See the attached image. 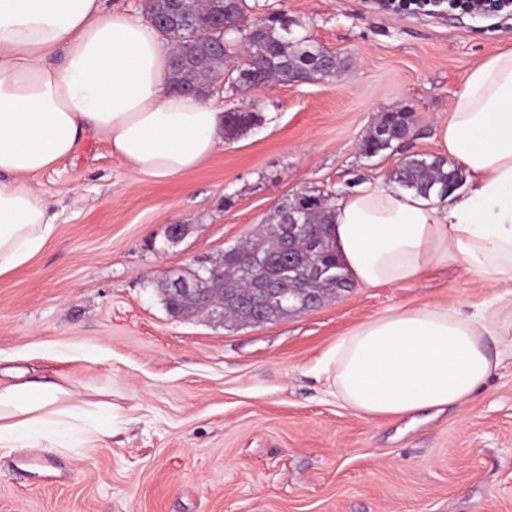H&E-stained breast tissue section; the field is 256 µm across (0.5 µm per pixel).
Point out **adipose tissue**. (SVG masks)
Wrapping results in <instances>:
<instances>
[{
  "instance_id": "ef3b65f1",
  "label": "adipose tissue",
  "mask_w": 512,
  "mask_h": 512,
  "mask_svg": "<svg viewBox=\"0 0 512 512\" xmlns=\"http://www.w3.org/2000/svg\"><path fill=\"white\" fill-rule=\"evenodd\" d=\"M169 54L151 25L103 0H0V275L56 230L25 178L88 136L153 179L183 174L223 144L221 108L169 89ZM436 138L468 189L440 206L389 182L364 184L336 201V249L362 288L453 266L511 290L471 314L397 307L340 338L329 377L368 419L462 407L499 367L498 342L512 343V322L501 318L512 313V49L469 70ZM107 410L54 380L0 383V450L93 447L111 434Z\"/></svg>"
}]
</instances>
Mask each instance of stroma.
Here are the masks:
<instances>
[{"mask_svg": "<svg viewBox=\"0 0 512 512\" xmlns=\"http://www.w3.org/2000/svg\"><path fill=\"white\" fill-rule=\"evenodd\" d=\"M351 59L323 80L235 91L258 120L194 169L136 177L102 140L28 179L57 215L29 262L0 276V379L27 371L112 406L94 448L0 453V512H512V351L459 410L369 420L337 398L328 351L406 304L491 295L457 268L417 284L352 287L247 327L172 318L148 281L254 236L283 198L388 179L402 156L439 154L469 69L512 48V15L391 13L377 0H246ZM404 109L411 132L368 158L360 141ZM172 224L187 227L175 246ZM30 466L20 468L21 458Z\"/></svg>", "mask_w": 512, "mask_h": 512, "instance_id": "1", "label": "stroma"}]
</instances>
